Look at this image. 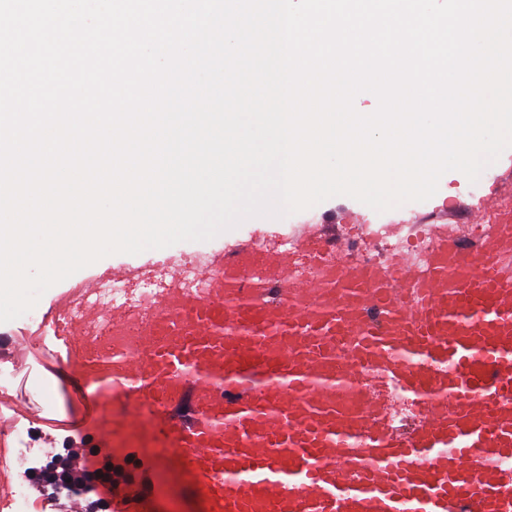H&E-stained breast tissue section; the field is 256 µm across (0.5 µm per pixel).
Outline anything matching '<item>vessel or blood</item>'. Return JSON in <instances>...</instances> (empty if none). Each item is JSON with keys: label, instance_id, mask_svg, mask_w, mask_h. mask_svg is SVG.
<instances>
[{"label": "vessel or blood", "instance_id": "vessel-or-blood-1", "mask_svg": "<svg viewBox=\"0 0 512 512\" xmlns=\"http://www.w3.org/2000/svg\"><path fill=\"white\" fill-rule=\"evenodd\" d=\"M439 265L395 255L384 267L350 259L347 239L302 225L294 246L266 255L249 284L225 288L221 269L254 250L213 251L209 286L159 289L153 305L195 313L169 349L152 331L118 371L75 343L99 322L102 278L136 279L150 264L111 266L57 290L47 334L66 373L61 430L79 432L73 465L112 445L93 387L114 400L162 405L155 437L178 448L188 493L202 512H512V198L472 210L467 223L433 224ZM333 255L334 276L299 275ZM79 318H68L73 306ZM27 332L0 352L28 362ZM36 422L42 408L0 399V415ZM157 461L106 486L113 512H155Z\"/></svg>", "mask_w": 512, "mask_h": 512}]
</instances>
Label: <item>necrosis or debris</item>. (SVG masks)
<instances>
[{
	"mask_svg": "<svg viewBox=\"0 0 512 512\" xmlns=\"http://www.w3.org/2000/svg\"><path fill=\"white\" fill-rule=\"evenodd\" d=\"M433 250L432 238L424 232L410 241L384 240L380 249L367 250L362 258L371 264L384 265L392 255L405 252L421 261L430 256ZM207 260V251L187 252L174 246L163 261L168 269L167 277H147L132 282L103 280L97 295L98 303L127 308L133 313L134 320L121 332L113 330L110 324L100 325L95 335L85 342L93 358L108 359L116 353L135 351L143 320L155 314L152 302L158 289L169 281L192 290L204 289L206 283L200 276V270ZM0 443L8 448L7 464L11 474L8 489L4 497L0 498V512H31V475L38 464L52 456L53 450L34 429H10L0 434Z\"/></svg>",
	"mask_w": 512,
	"mask_h": 512,
	"instance_id": "necrosis-or-debris-1",
	"label": "necrosis or debris"
}]
</instances>
